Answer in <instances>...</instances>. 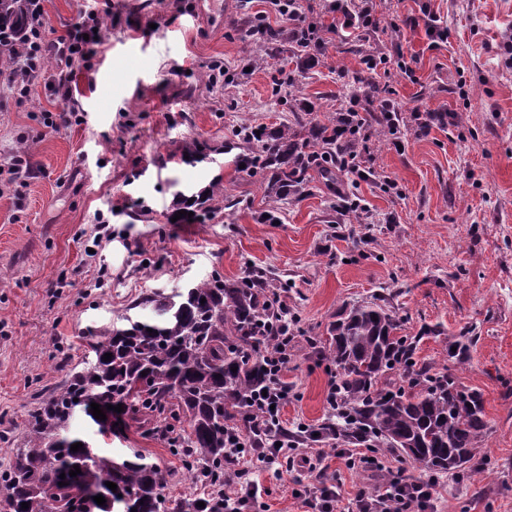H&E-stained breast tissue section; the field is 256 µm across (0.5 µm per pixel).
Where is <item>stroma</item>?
Listing matches in <instances>:
<instances>
[{
    "label": "stroma",
    "mask_w": 512,
    "mask_h": 512,
    "mask_svg": "<svg viewBox=\"0 0 512 512\" xmlns=\"http://www.w3.org/2000/svg\"><path fill=\"white\" fill-rule=\"evenodd\" d=\"M198 2L45 0L52 39L83 11L97 14L102 43L91 71L77 73L61 94L48 85L59 71L49 60L23 97L0 75V170L20 150L30 170L16 191L0 194V418L22 428L34 388L58 385L92 359L89 330L126 316L153 319L140 297L257 267L276 280L298 329L283 427H315L328 414L334 373L312 341L326 340L343 306L381 299L403 335L438 328L421 338L418 359L484 399L482 472L437 476L432 512H512V0H430L448 31L436 48L424 29L400 27L418 0H376L380 25L368 38L327 32L314 68L274 56L249 72L247 57L263 42L250 35L238 0L220 29L198 14ZM367 54L388 60L404 151L370 125L368 176L343 172L331 187L312 175L278 223L259 221L262 172L237 168V129L295 123L306 102L335 115L349 88L366 80ZM402 58L412 60L414 79L399 75ZM217 61L225 74L213 83ZM71 99L83 123L46 126V114ZM425 105L450 109L447 126L421 130L414 111ZM189 138L202 144L203 161L178 156ZM216 182L222 208L202 220L174 219L179 195ZM340 188L346 199L337 198ZM350 199L361 213L347 208ZM102 212L112 241L97 248ZM101 266L110 276L92 287ZM462 335L471 343L460 363L448 349ZM70 433L93 453L121 460L138 452L171 470L170 499L193 491L162 441L100 435L81 412ZM300 448L311 462L289 475L255 465L263 512H305L300 494L317 467L338 488L335 512H347L357 490L405 464L382 448L376 469L349 463L332 446L306 440Z\"/></svg>",
    "instance_id": "obj_1"
}]
</instances>
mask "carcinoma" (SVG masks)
<instances>
[{"label": "carcinoma", "mask_w": 512, "mask_h": 512, "mask_svg": "<svg viewBox=\"0 0 512 512\" xmlns=\"http://www.w3.org/2000/svg\"><path fill=\"white\" fill-rule=\"evenodd\" d=\"M32 24L29 0H0V33L14 48L26 43ZM265 42L272 50L289 43L297 57L303 50L286 29H270ZM299 126L236 131L246 149L239 163L264 172V196L276 210L302 193L310 172L333 181L336 158L358 142L351 133L339 135L334 119L313 118ZM268 281L261 270L237 280L215 275L172 296H146L140 305L151 308L156 320L92 331L95 359L63 383L32 395L24 441L0 470L3 512H112L117 502L123 512H224L226 435L243 423L250 396L269 386L257 336L280 314ZM399 329L396 316L373 303L336 315L324 353L334 366L336 410L308 439L338 437L387 448L425 476L469 475L487 430L483 396L418 364L417 342L439 330L425 327L415 336H400ZM106 353L111 360H104ZM393 375L403 382L395 390L388 383ZM93 402L116 428L162 437L182 457L198 494L171 509L164 489L173 474L143 455L119 462L85 446L71 451L72 444L83 442L69 435L74 412L90 410ZM109 404L122 405L123 412ZM76 466L81 474L72 477ZM107 481L129 500L97 504L91 490ZM23 502L29 508L22 509Z\"/></svg>", "instance_id": "1"}]
</instances>
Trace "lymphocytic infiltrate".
<instances>
[{
  "label": "lymphocytic infiltrate",
  "instance_id": "lymphocytic-infiltrate-1",
  "mask_svg": "<svg viewBox=\"0 0 512 512\" xmlns=\"http://www.w3.org/2000/svg\"><path fill=\"white\" fill-rule=\"evenodd\" d=\"M297 0H264L265 8L252 18L253 33H263L269 17L286 19L290 35L302 36L306 43L322 49L321 32L330 29L356 38H363L379 25L374 0H326L324 10L331 15L330 25L307 21L303 11L296 6ZM95 13H87L81 22L65 34L50 39L40 30L31 28L27 41L28 57L13 72L10 81L19 93H26L29 83L40 68L41 58L53 55L64 65L67 73L87 69L96 53L100 38ZM295 339L290 328L275 329L263 337L264 360L271 374L266 394L257 396L252 409L238 430L230 436L233 451L226 459L224 484L234 488L242 485L249 470L241 466V457L264 461L286 454L297 448L296 439L283 428L279 420V407L288 401V385L284 374L291 355L288 346ZM436 495L434 481H424L405 474L404 470L390 472L388 479L379 485L358 490L353 503L355 512H427Z\"/></svg>",
  "mask_w": 512,
  "mask_h": 512
}]
</instances>
